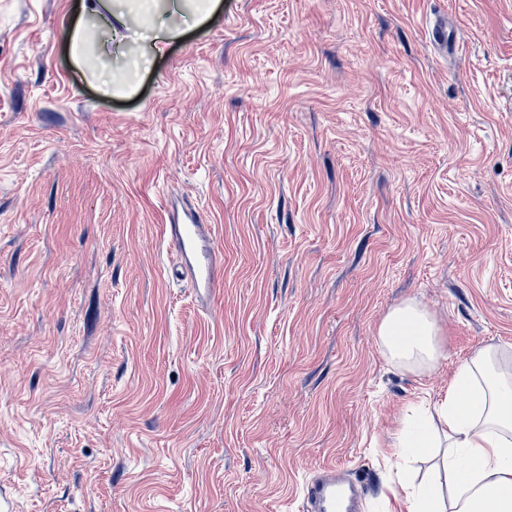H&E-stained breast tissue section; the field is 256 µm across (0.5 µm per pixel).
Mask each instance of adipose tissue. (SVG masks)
I'll list each match as a JSON object with an SVG mask.
<instances>
[{
    "instance_id": "1",
    "label": "adipose tissue",
    "mask_w": 512,
    "mask_h": 512,
    "mask_svg": "<svg viewBox=\"0 0 512 512\" xmlns=\"http://www.w3.org/2000/svg\"><path fill=\"white\" fill-rule=\"evenodd\" d=\"M218 6V0H81L80 20L67 33L72 63L104 94L133 91L144 69L181 34L160 14L186 12L201 23ZM133 17L143 22L145 42L130 34ZM100 57L120 61L122 80L97 66ZM378 336L392 362L413 370L430 368L442 352L437 323L413 301L390 311ZM441 438L447 449L438 475L406 493V512H512V371L497 367L493 348L463 362L435 409L420 408L405 420L396 455L427 453Z\"/></svg>"
}]
</instances>
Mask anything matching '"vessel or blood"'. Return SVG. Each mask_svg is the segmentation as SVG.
Here are the masks:
<instances>
[{"label": "vessel or blood", "mask_w": 512, "mask_h": 512, "mask_svg": "<svg viewBox=\"0 0 512 512\" xmlns=\"http://www.w3.org/2000/svg\"><path fill=\"white\" fill-rule=\"evenodd\" d=\"M164 237L177 253L176 278L184 279L201 300H209L224 278V261L216 245V227L193 204H173ZM304 512H363L364 501L342 478L307 479L302 489Z\"/></svg>", "instance_id": "obj_1"}]
</instances>
